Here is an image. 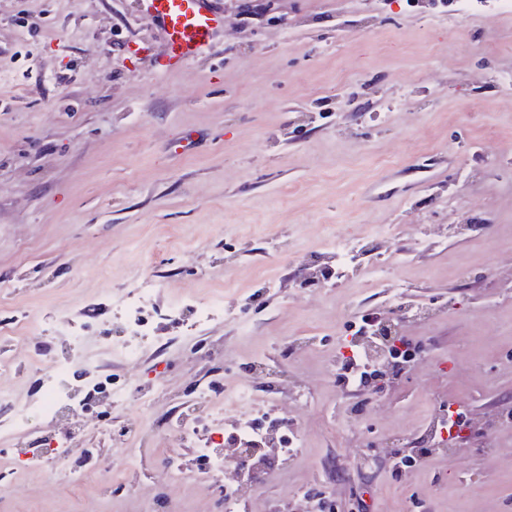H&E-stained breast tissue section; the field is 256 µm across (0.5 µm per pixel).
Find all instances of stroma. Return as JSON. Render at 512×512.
<instances>
[{"instance_id": "35a3bbf8", "label": "stroma", "mask_w": 512, "mask_h": 512, "mask_svg": "<svg viewBox=\"0 0 512 512\" xmlns=\"http://www.w3.org/2000/svg\"><path fill=\"white\" fill-rule=\"evenodd\" d=\"M212 52L174 71L138 0H0V387L31 405L60 351L83 368L184 392L204 361L173 302L222 298L205 330L234 364L291 372L276 400L303 445L238 512H512V16L485 25L441 0H218ZM472 225L464 237L449 222ZM396 227L382 279L302 290L290 274L329 230ZM411 254L401 263L397 252ZM158 284L161 341L123 367L104 335L134 276ZM438 303L400 333L422 355L365 396L336 381L357 316L394 292ZM321 334L289 352L287 337ZM452 403L471 436L394 471L393 446ZM380 439V463L365 443ZM0 512H150L153 483L99 501L100 480L30 482L0 448Z\"/></svg>"}]
</instances>
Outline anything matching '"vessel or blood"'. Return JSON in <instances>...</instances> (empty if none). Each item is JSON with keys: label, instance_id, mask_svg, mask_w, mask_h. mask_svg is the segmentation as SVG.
Here are the masks:
<instances>
[{"label": "vessel or blood", "instance_id": "1", "mask_svg": "<svg viewBox=\"0 0 512 512\" xmlns=\"http://www.w3.org/2000/svg\"><path fill=\"white\" fill-rule=\"evenodd\" d=\"M165 39L163 69L170 70L210 52L222 25L216 0H141Z\"/></svg>", "mask_w": 512, "mask_h": 512}]
</instances>
